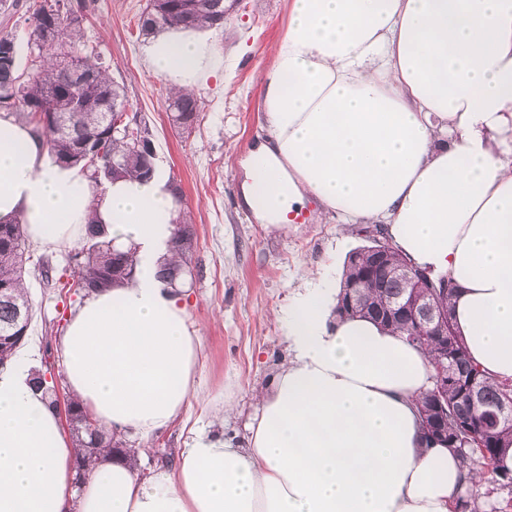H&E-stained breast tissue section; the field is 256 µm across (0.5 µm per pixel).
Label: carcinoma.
<instances>
[{
  "instance_id": "obj_1",
  "label": "carcinoma",
  "mask_w": 512,
  "mask_h": 512,
  "mask_svg": "<svg viewBox=\"0 0 512 512\" xmlns=\"http://www.w3.org/2000/svg\"><path fill=\"white\" fill-rule=\"evenodd\" d=\"M24 8L29 32L30 67L18 65L19 45L9 31H0V110L12 112L33 127L46 140L58 163L80 165L96 182L117 176L139 180L151 178L155 147L148 128H142L143 146L134 150L124 137L112 134L113 110H122L125 96L110 76L109 66L94 50L76 51L83 38L86 4L73 0H15L9 8ZM224 0H147L139 17L140 32L151 35L170 26L200 29L224 24ZM168 110L173 124L183 118L198 119L200 101L192 91L169 89ZM98 224L86 226L82 246L70 256L72 283L81 291L87 286L107 287L116 280L130 281L136 271L132 250L116 252L102 239ZM27 241L22 224H0V289L7 288L10 300L0 299V336L12 333L17 323V308L30 306L24 283ZM193 232L189 223L178 227L174 252L177 260L161 269L160 277L174 284L175 273L187 266L192 249ZM378 241L349 254L343 271L340 293L362 279L370 265L372 248ZM412 262L390 248L385 268L364 280L353 303L340 311L342 316L370 318L387 326L407 340L425 349L430 363L448 365V386L432 387L419 401L422 423L439 420L440 433L430 443L455 449L468 473L492 477L494 490L505 491V503L490 505V512H512V470L498 467L499 455L512 448V418L487 420V413L502 406L512 409V381L491 382L469 358L463 337L448 318V335L429 336L415 327L393 324L386 320L393 302L409 301L413 295L436 303L437 308L452 312L451 301L456 286L444 276L426 273L422 287L407 288L402 274ZM476 388L480 399L471 397ZM78 422L71 428L73 441L83 459L104 448L118 447L112 430L98 425L99 435L88 434L82 420L87 410L71 400Z\"/></svg>"
}]
</instances>
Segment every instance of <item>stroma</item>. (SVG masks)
Here are the masks:
<instances>
[{
    "label": "stroma",
    "mask_w": 512,
    "mask_h": 512,
    "mask_svg": "<svg viewBox=\"0 0 512 512\" xmlns=\"http://www.w3.org/2000/svg\"><path fill=\"white\" fill-rule=\"evenodd\" d=\"M82 47L96 49L123 87L130 115L146 124L155 159L182 188L180 208L192 225L193 249L186 280L188 313L201 342V372L211 394L234 397L239 412L224 435L244 443L253 412V393L270 381L287 359L284 331L276 320L294 288L320 266L343 267L348 254L369 244L362 225L338 223L335 216L289 224L271 232L255 220L243 198L240 161L265 137L259 112L271 46L288 27V0H230L222 26L208 37L216 49L239 57L229 73L209 79L197 91L202 106L191 134L175 128L167 110L165 78L149 71L138 19L146 0H85ZM26 282L33 305L28 330L39 367L61 396H68L58 347L68 317L84 299L66 289L69 251L38 243L28 248ZM53 267L57 284H47L40 262ZM185 424L147 440L123 437L140 449L138 473L152 477L183 447L191 428L204 425L205 410L191 405Z\"/></svg>",
    "instance_id": "stroma-1"
}]
</instances>
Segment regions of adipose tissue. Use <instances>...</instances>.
<instances>
[{"mask_svg":"<svg viewBox=\"0 0 512 512\" xmlns=\"http://www.w3.org/2000/svg\"><path fill=\"white\" fill-rule=\"evenodd\" d=\"M260 100L268 132L245 160L244 199L278 231L306 196L346 224H388L414 264L447 275L472 360L512 380V0H290ZM175 88L205 85L217 51L170 28L144 48ZM181 220L165 170L96 184L63 167L31 126L0 114V223L74 248L89 223L135 249L131 281L92 294L60 339L66 385L113 432L147 439L209 419L173 471L139 480L76 450L30 385L37 352L0 370V512H450L467 485L428 445L417 402L427 354L364 318L336 315L322 267L278 321L290 355L255 395L245 445L224 437L234 398L209 396L183 289L157 277Z\"/></svg>","mask_w":512,"mask_h":512,"instance_id":"adipose-tissue-1","label":"adipose tissue"}]
</instances>
